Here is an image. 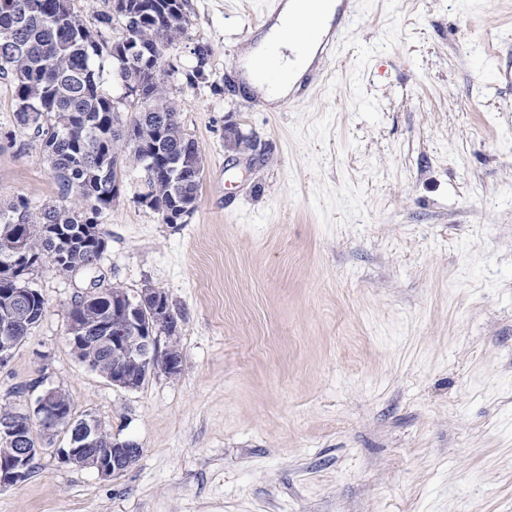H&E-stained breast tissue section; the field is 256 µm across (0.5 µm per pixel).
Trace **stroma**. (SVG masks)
Wrapping results in <instances>:
<instances>
[{
    "label": "stroma",
    "mask_w": 512,
    "mask_h": 512,
    "mask_svg": "<svg viewBox=\"0 0 512 512\" xmlns=\"http://www.w3.org/2000/svg\"><path fill=\"white\" fill-rule=\"evenodd\" d=\"M265 2L189 0L164 53L204 157L194 211L164 223L128 169L102 218L95 275L170 295L180 374L128 390L80 363L91 275L49 266L0 368L1 403L62 388L139 460L104 479L57 438L0 512H512V0H357L320 89L287 106L237 65ZM13 110L0 79V200L35 210L60 189ZM228 125L256 150H227Z\"/></svg>",
    "instance_id": "35a3bbf8"
}]
</instances>
